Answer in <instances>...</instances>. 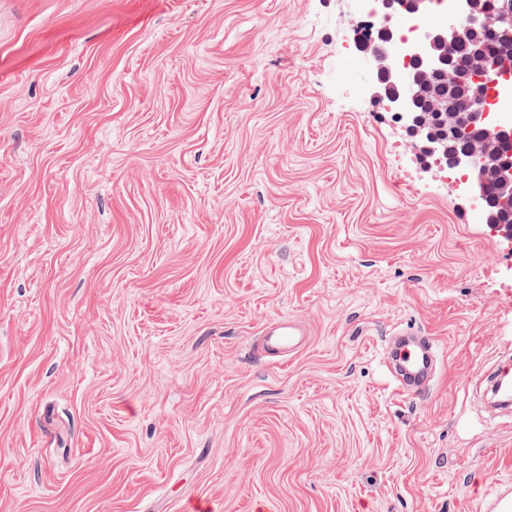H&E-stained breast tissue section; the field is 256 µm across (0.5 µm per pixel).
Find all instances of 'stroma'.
<instances>
[{"instance_id":"35a3bbf8","label":"stroma","mask_w":512,"mask_h":512,"mask_svg":"<svg viewBox=\"0 0 512 512\" xmlns=\"http://www.w3.org/2000/svg\"><path fill=\"white\" fill-rule=\"evenodd\" d=\"M355 0H0V512H484L512 241L340 53ZM306 345L266 358L261 330ZM434 338L430 388L384 363ZM308 335V330L299 320L280 318L266 327L263 347L270 355L290 354L305 345ZM387 359L401 394L419 395L431 385L437 355L429 336L395 333L392 344L387 347Z\"/></svg>"}]
</instances>
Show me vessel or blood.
Masks as SVG:
<instances>
[{"label":"vessel or blood","mask_w":512,"mask_h":512,"mask_svg":"<svg viewBox=\"0 0 512 512\" xmlns=\"http://www.w3.org/2000/svg\"><path fill=\"white\" fill-rule=\"evenodd\" d=\"M307 336L302 322L284 317L266 327L263 347L268 354L280 356L304 346ZM387 359L400 393L418 395L431 385L437 355L430 337L420 333H396L387 348Z\"/></svg>","instance_id":"1"}]
</instances>
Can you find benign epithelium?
Wrapping results in <instances>:
<instances>
[{
	"label": "benign epithelium",
	"mask_w": 512,
	"mask_h": 512,
	"mask_svg": "<svg viewBox=\"0 0 512 512\" xmlns=\"http://www.w3.org/2000/svg\"><path fill=\"white\" fill-rule=\"evenodd\" d=\"M371 2V14L385 30L394 27L403 12L424 15L431 11L433 4V0ZM477 28L496 38L511 39L512 0H502L492 16L482 8L481 0H454L451 19L444 18L437 26L421 30L412 41L391 37L384 47L371 44L364 54L372 74L373 97L394 112L408 135L420 144L421 153L432 158L435 165L467 172L458 189L480 212L491 186L512 199V164L503 159L512 147V113L506 111L512 105V64H496L483 50L477 49L465 69L452 66L457 45L467 40ZM397 57L417 71L398 69L394 64ZM439 72L447 75L450 94L460 85L472 88V95L458 108H450L441 100H433L429 105V110L443 119L452 132L474 127L481 129V140L462 153L448 152L443 141L427 130L419 111L420 91L417 87L428 76ZM481 81L492 85L493 98L485 99L479 95L476 84Z\"/></svg>",
	"instance_id": "benign-epithelium-1"
}]
</instances>
